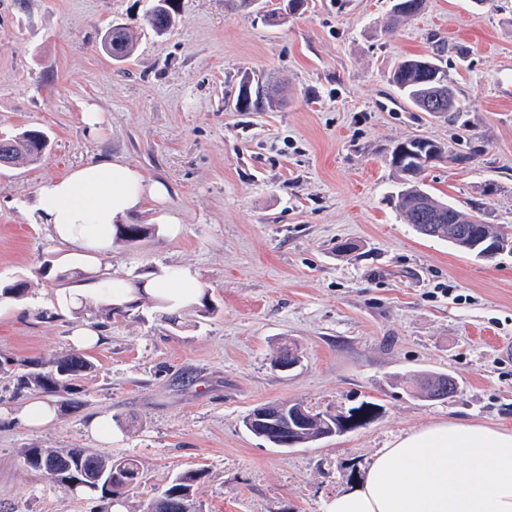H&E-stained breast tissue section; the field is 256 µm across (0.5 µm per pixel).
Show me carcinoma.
I'll return each mask as SVG.
<instances>
[{"mask_svg": "<svg viewBox=\"0 0 512 512\" xmlns=\"http://www.w3.org/2000/svg\"><path fill=\"white\" fill-rule=\"evenodd\" d=\"M423 5L424 0H392L386 28H391L401 18L418 15ZM176 14L175 0H152L148 11L149 26L155 34L164 35L174 25ZM106 43L107 53L116 61L126 59L133 49L132 37L122 26L112 27ZM391 82L407 102L422 112L427 111V103L434 99L443 101V112L458 110L455 96L448 85V74L429 57L403 59L393 69ZM270 104L271 101L264 93L263 86L257 84L249 92L243 87L239 89L234 100V109L237 112H263ZM33 133L35 130L25 129L12 136L0 138V146H8L16 162L35 161L38 156L31 150V146L34 145ZM404 144L418 148L424 144L435 151V158L438 160L446 154V149L441 143L429 138H409L404 140ZM389 166L400 176L397 182V208L405 223L415 224L421 211H433L437 208H444L451 214V223L438 225L439 230L445 235L452 233L453 225L471 222L473 215L434 197L424 188V168L415 167L410 162H391ZM473 230L474 234L466 245L457 243L455 247L468 253L474 249L480 251L500 241L506 227L475 224ZM29 288V282L24 279L0 282V297L16 300L20 296H26ZM93 369L94 362L89 356L74 352L34 362L30 370L22 373L17 372L16 362L0 358V375L15 378L19 392L34 391L59 398L63 408L79 406V402L74 399V395L79 393L78 381ZM333 425L335 420L331 414H313V421L301 428V432L298 433L300 445H307L310 438L329 432ZM21 454L25 465L40 474L43 473L44 463L54 458L59 459V473L54 478V483L66 490L83 481L86 472L98 474L99 482L91 487V491L96 493L97 499L102 503L100 512H109L112 501L139 484L142 478V471L136 460L114 459L85 448H71L59 452L51 448L33 447L22 449ZM201 477L202 472L188 470L170 480L163 494L172 502L173 512H199V506L194 498V485Z\"/></svg>", "mask_w": 512, "mask_h": 512, "instance_id": "carcinoma-1", "label": "carcinoma"}]
</instances>
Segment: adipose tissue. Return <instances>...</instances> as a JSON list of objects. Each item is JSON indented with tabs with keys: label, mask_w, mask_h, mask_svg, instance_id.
Instances as JSON below:
<instances>
[{
	"label": "adipose tissue",
	"mask_w": 512,
	"mask_h": 512,
	"mask_svg": "<svg viewBox=\"0 0 512 512\" xmlns=\"http://www.w3.org/2000/svg\"><path fill=\"white\" fill-rule=\"evenodd\" d=\"M166 187L123 158L93 162L42 186L36 208L55 236L75 250H106L112 226L160 200ZM149 295L180 305L198 293L196 276L165 269ZM326 512H512V431L443 421L382 449L353 489Z\"/></svg>",
	"instance_id": "ef3b65f1"
}]
</instances>
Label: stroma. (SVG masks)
<instances>
[{"mask_svg": "<svg viewBox=\"0 0 512 512\" xmlns=\"http://www.w3.org/2000/svg\"><path fill=\"white\" fill-rule=\"evenodd\" d=\"M307 2L270 27L233 0H177V22L159 36L151 0H0V135L49 139L36 163L0 169V281L31 284L25 299L0 300V355L40 360L71 351L76 327L100 333L78 409L41 427L0 419V512H98V499L30 470V447L138 460L143 482L125 512H146L191 469L204 472L201 512H325L409 432L450 420L512 429V253L484 260L419 235L395 208L386 161L415 136L469 155L428 168L427 189L512 226V99L493 90L512 59V0H425L389 33V0ZM115 25L136 40L121 62L102 46ZM415 55L437 57L458 111L421 112L400 96L390 72ZM248 77L273 85L277 105L226 108ZM90 111L103 116L94 129ZM110 157L168 196L128 218L157 233L111 243L94 271L131 286L190 269L207 300L179 309L180 326L148 297L110 319L60 302L83 280L33 213L37 191ZM163 213L176 225L158 224ZM346 240L354 250L337 252ZM287 341L301 363L284 373L273 360ZM425 372L455 377L457 396L414 394ZM279 401L332 413L368 401L379 415L284 449L242 424ZM97 415L120 442L90 436Z\"/></svg>", "mask_w": 512, "mask_h": 512, "instance_id": "stroma-1", "label": "stroma"}]
</instances>
